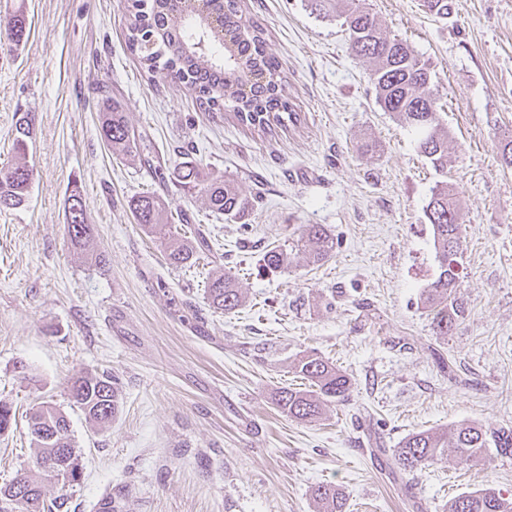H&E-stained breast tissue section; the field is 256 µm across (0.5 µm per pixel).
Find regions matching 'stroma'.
<instances>
[{
  "instance_id": "35a3bbf8",
  "label": "stroma",
  "mask_w": 512,
  "mask_h": 512,
  "mask_svg": "<svg viewBox=\"0 0 512 512\" xmlns=\"http://www.w3.org/2000/svg\"><path fill=\"white\" fill-rule=\"evenodd\" d=\"M389 36L429 61L450 134L447 172L381 111L369 63L339 20L307 0H240L281 64L297 122L264 135L231 110L201 109L166 70L144 72L127 48L124 0H0L22 10L23 43L0 44V169L17 160L12 129L30 113L28 199L0 211V403L16 422L0 434V485L35 469L27 419L52 405L83 465L68 512H317L310 490L341 489L345 512H447L490 486L512 499V455L455 454L415 473L392 450L409 433L471 421L512 427V0H365ZM117 102L150 164L113 154L100 137ZM233 178L255 206L237 219L186 199L168 177L184 157ZM448 181L462 206L456 290L464 314L435 335L420 293L437 272L424 214ZM79 185L103 263L70 248L65 202ZM155 193L172 231L207 246L191 267L169 265L135 223L129 200ZM336 246L317 266L268 270L267 247L304 225ZM232 273L244 292L231 314L210 307L209 278ZM317 354L352 380L346 402L299 422L273 403L304 384ZM108 371L121 388L106 428L69 395L77 376Z\"/></svg>"
}]
</instances>
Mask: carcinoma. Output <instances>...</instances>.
Instances as JSON below:
<instances>
[{
    "instance_id": "cac0c4a2",
    "label": "carcinoma",
    "mask_w": 512,
    "mask_h": 512,
    "mask_svg": "<svg viewBox=\"0 0 512 512\" xmlns=\"http://www.w3.org/2000/svg\"><path fill=\"white\" fill-rule=\"evenodd\" d=\"M133 17L129 28V47L139 52L141 64L152 74L157 68L167 70L171 78L185 84L196 94L201 108L217 111L228 103L234 117L242 124L266 134L284 119L288 111L285 85L276 79L279 61L267 51L263 30L245 24L238 15L236 0H202L194 5L175 0H126ZM346 0H309L311 10L320 16L336 14L343 19L352 52L372 64L371 84L380 108L403 127L418 134L419 152L434 167L448 168V126L440 116L435 81L427 61L407 43L383 34L375 16L367 7H344ZM222 21L211 27L209 19ZM24 14L15 13L0 24V35L20 44L25 37ZM101 136L114 151L140 153L135 130L128 124L119 106L102 113ZM33 134V119L24 113L13 130V149L26 153ZM32 172L27 165L0 171V210L23 205L29 193ZM173 178L183 194L201 198L209 208L231 219L245 211L250 201L241 195L234 182L205 170L197 162L184 161L173 170ZM134 221L149 234L162 239L168 263L185 267L197 254L194 245L165 231L170 217L161 200L143 193L129 201ZM432 229L438 261L435 278L423 289L422 303L431 316L435 335L446 336L463 315L462 306L453 296L460 280L461 213L454 189L443 182L431 190L424 210ZM67 233L75 251H88L94 240V225L87 218L82 194L73 185L66 200ZM334 240L323 224H306L287 247L273 246L263 256L272 271L292 264H318L327 259ZM207 293L212 306L226 313L241 303V291L232 276L220 274L208 281ZM297 372L309 382V388L282 387L274 396L277 408L290 418L314 422L332 402L348 400L350 378L336 366L313 355L301 359ZM70 396L94 424L112 423L119 404L115 376L86 373L70 386ZM28 430L36 458L44 460L56 473L60 489L79 484L82 468L69 433L67 418L50 405H42L28 419ZM512 453V428L485 430L468 421L441 431L421 430L405 436L392 450L396 467L413 473L441 459L453 449L462 461H477L485 449ZM44 470L23 473L9 484L0 485V501L10 502V512H63L65 494L44 499ZM312 496L320 512H344V495L331 484H319ZM448 512H512V501L502 498L493 488L464 492L449 500Z\"/></svg>"
}]
</instances>
